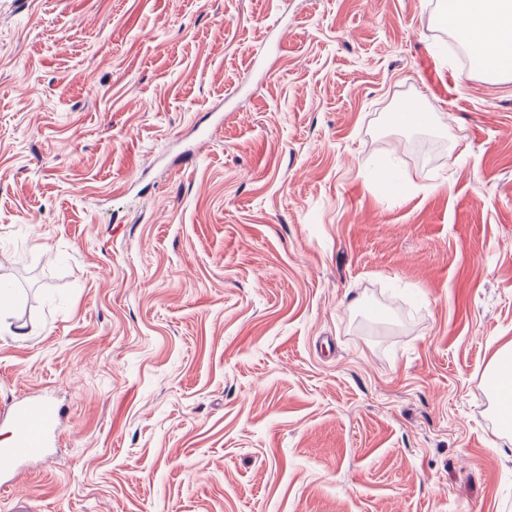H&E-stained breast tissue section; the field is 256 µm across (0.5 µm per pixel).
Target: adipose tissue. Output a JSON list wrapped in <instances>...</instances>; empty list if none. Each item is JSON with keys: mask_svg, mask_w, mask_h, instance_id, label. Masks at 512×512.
<instances>
[{"mask_svg": "<svg viewBox=\"0 0 512 512\" xmlns=\"http://www.w3.org/2000/svg\"><path fill=\"white\" fill-rule=\"evenodd\" d=\"M440 20L489 77L512 73V0H445Z\"/></svg>", "mask_w": 512, "mask_h": 512, "instance_id": "ef3b65f1", "label": "adipose tissue"}]
</instances>
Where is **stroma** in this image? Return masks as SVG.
Returning <instances> with one entry per match:
<instances>
[{"instance_id": "obj_1", "label": "stroma", "mask_w": 512, "mask_h": 512, "mask_svg": "<svg viewBox=\"0 0 512 512\" xmlns=\"http://www.w3.org/2000/svg\"><path fill=\"white\" fill-rule=\"evenodd\" d=\"M440 10L0 0V412L64 429L0 512H512V77ZM489 383L496 399L512 404V341L501 347L488 365Z\"/></svg>"}]
</instances>
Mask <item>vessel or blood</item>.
<instances>
[{"label":"vessel or blood","instance_id":"b4317fda","mask_svg":"<svg viewBox=\"0 0 512 512\" xmlns=\"http://www.w3.org/2000/svg\"><path fill=\"white\" fill-rule=\"evenodd\" d=\"M10 441L0 447V489L11 490L23 462L42 454L55 442L59 429L51 401L35 397L11 407Z\"/></svg>","mask_w":512,"mask_h":512}]
</instances>
